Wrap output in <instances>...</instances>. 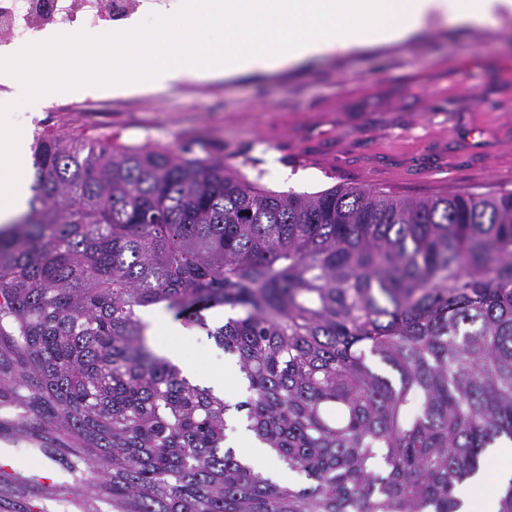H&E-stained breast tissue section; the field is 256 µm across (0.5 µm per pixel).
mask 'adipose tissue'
<instances>
[{
	"label": "adipose tissue",
	"mask_w": 512,
	"mask_h": 512,
	"mask_svg": "<svg viewBox=\"0 0 512 512\" xmlns=\"http://www.w3.org/2000/svg\"><path fill=\"white\" fill-rule=\"evenodd\" d=\"M512 0H184L168 18L144 24L134 17L112 35L43 37L36 47L19 45L0 57V166L25 162V137L15 131L16 103L38 107L52 96L163 89L176 83L221 76L227 79L296 68L342 51L361 53L418 42L454 27L493 32ZM153 349L177 364L190 381L231 399L238 366L202 371L183 339L187 328L157 310L146 311ZM227 446L243 447V459L264 477L290 482L287 466L273 449L239 428ZM499 466L458 485L462 512H499L512 483V442L492 450Z\"/></svg>",
	"instance_id": "1"
}]
</instances>
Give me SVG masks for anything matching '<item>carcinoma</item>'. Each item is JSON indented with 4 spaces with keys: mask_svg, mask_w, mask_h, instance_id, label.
Returning <instances> with one entry per match:
<instances>
[{
    "mask_svg": "<svg viewBox=\"0 0 512 512\" xmlns=\"http://www.w3.org/2000/svg\"><path fill=\"white\" fill-rule=\"evenodd\" d=\"M0 231V512H457L512 442V191L275 193L209 157L40 133ZM237 358L232 406L153 354L140 308ZM387 365L397 381L369 364ZM292 489L224 447L230 409ZM0 459L14 467H21L27 462L32 464L46 458H44L40 453L37 454L34 451L32 454H27L24 452L20 453L17 451V448H13L11 444L0 442Z\"/></svg>",
    "mask_w": 512,
    "mask_h": 512,
    "instance_id": "obj_1",
    "label": "carcinoma"
}]
</instances>
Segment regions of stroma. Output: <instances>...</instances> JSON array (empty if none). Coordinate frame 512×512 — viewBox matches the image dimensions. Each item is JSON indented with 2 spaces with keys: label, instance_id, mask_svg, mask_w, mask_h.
Segmentation results:
<instances>
[{
  "label": "stroma",
  "instance_id": "obj_1",
  "mask_svg": "<svg viewBox=\"0 0 512 512\" xmlns=\"http://www.w3.org/2000/svg\"><path fill=\"white\" fill-rule=\"evenodd\" d=\"M95 111L19 104L26 135L66 130L219 159L275 189L337 184L404 197L512 191V20L339 53L276 74L94 96ZM277 168H270V161Z\"/></svg>",
  "mask_w": 512,
  "mask_h": 512
}]
</instances>
